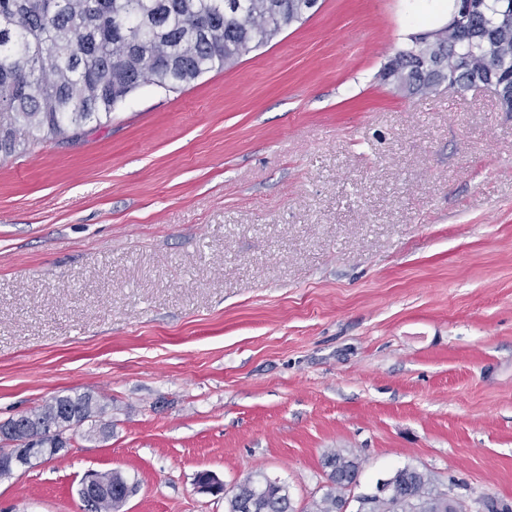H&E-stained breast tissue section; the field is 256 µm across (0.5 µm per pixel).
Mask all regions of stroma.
<instances>
[{
    "instance_id": "35a3bbf8",
    "label": "stroma",
    "mask_w": 512,
    "mask_h": 512,
    "mask_svg": "<svg viewBox=\"0 0 512 512\" xmlns=\"http://www.w3.org/2000/svg\"><path fill=\"white\" fill-rule=\"evenodd\" d=\"M449 0H318L234 67L138 90L0 164V423L101 396L107 439L0 477V512H297L331 449L512 504V112L382 78ZM113 483L112 486L103 485L99 478L89 474L85 477L82 482V486L80 488V495L84 502L89 506H93L96 500L102 495H110L112 496L113 492ZM250 502L255 505L252 512H293L287 488L268 477L248 475L236 483L227 497L228 512L240 511V504Z\"/></svg>"
}]
</instances>
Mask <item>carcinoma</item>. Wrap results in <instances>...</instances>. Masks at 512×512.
Listing matches in <instances>:
<instances>
[{
  "label": "carcinoma",
  "instance_id": "carcinoma-1",
  "mask_svg": "<svg viewBox=\"0 0 512 512\" xmlns=\"http://www.w3.org/2000/svg\"><path fill=\"white\" fill-rule=\"evenodd\" d=\"M499 0H470L451 29L415 35L384 67L396 85L427 94L447 82L461 90L482 79L512 88V13ZM317 0H0V161L47 139L74 138L144 86L166 91L235 65L303 19ZM22 415L42 453L63 445L50 430L67 414L83 424L99 401L57 396ZM327 484L309 512H340L359 484L362 462L324 455ZM394 476L398 494L357 497L354 512H455L453 501L416 467ZM249 502L255 512H293L287 488L259 474L236 483L228 512Z\"/></svg>",
  "mask_w": 512,
  "mask_h": 512
}]
</instances>
